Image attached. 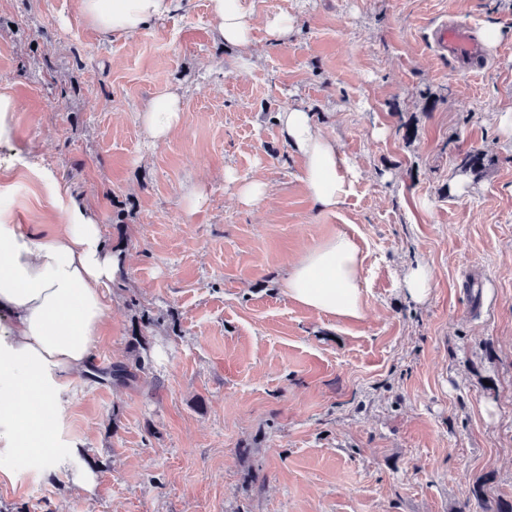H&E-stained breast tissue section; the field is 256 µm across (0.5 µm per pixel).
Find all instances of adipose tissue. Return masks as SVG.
Returning <instances> with one entry per match:
<instances>
[{
    "label": "adipose tissue",
    "mask_w": 512,
    "mask_h": 512,
    "mask_svg": "<svg viewBox=\"0 0 512 512\" xmlns=\"http://www.w3.org/2000/svg\"><path fill=\"white\" fill-rule=\"evenodd\" d=\"M175 0H77L83 19L123 40L163 18ZM217 40L249 51L254 14L247 0H211ZM180 97L152 101L142 114L151 137L168 139L180 125ZM288 146L304 160L303 182L318 210L331 211L350 191L348 168L336 141L309 108L291 105L277 115ZM60 233L45 236L11 223L0 201V457L21 458L43 472L69 455L61 437L63 392L90 373L94 345L107 313L105 288L121 264L103 228L79 205L67 210ZM361 260L353 239L331 236L290 263L284 291L293 301L338 319H359Z\"/></svg>",
    "instance_id": "obj_1"
}]
</instances>
